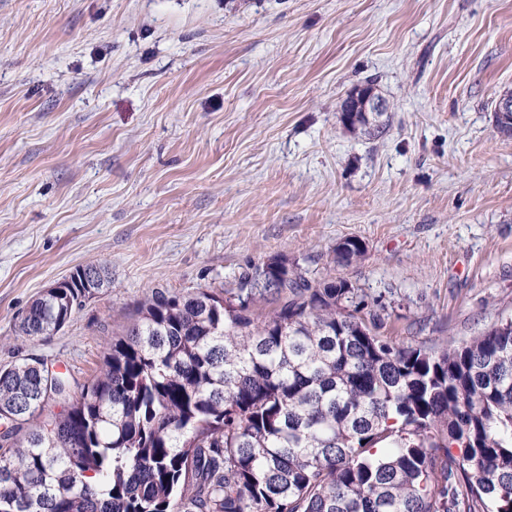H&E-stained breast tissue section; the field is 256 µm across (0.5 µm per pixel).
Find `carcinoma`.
<instances>
[{"instance_id": "obj_1", "label": "carcinoma", "mask_w": 512, "mask_h": 512, "mask_svg": "<svg viewBox=\"0 0 512 512\" xmlns=\"http://www.w3.org/2000/svg\"><path fill=\"white\" fill-rule=\"evenodd\" d=\"M364 252L346 238L334 262ZM68 279L19 335L109 283ZM389 317L277 257L234 288L151 290L77 391L40 358L0 369V512H512V323L436 350Z\"/></svg>"}]
</instances>
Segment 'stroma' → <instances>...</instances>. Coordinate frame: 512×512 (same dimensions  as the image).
Masks as SVG:
<instances>
[{"mask_svg": "<svg viewBox=\"0 0 512 512\" xmlns=\"http://www.w3.org/2000/svg\"><path fill=\"white\" fill-rule=\"evenodd\" d=\"M367 83L376 138L340 121ZM510 89L512 0H0V367L85 383L152 289L273 257L382 296L397 343L470 339L512 316ZM91 262L109 288L19 336ZM365 247L356 238H346L334 249V262L340 266L349 267L363 255ZM81 272L97 276L94 288H86ZM67 278L66 288H63V280L57 281L32 302L20 323L19 335L35 339L59 331L83 307L91 289L95 294L109 283L105 267L94 264L77 267Z\"/></svg>", "mask_w": 512, "mask_h": 512, "instance_id": "35a3bbf8", "label": "stroma"}]
</instances>
